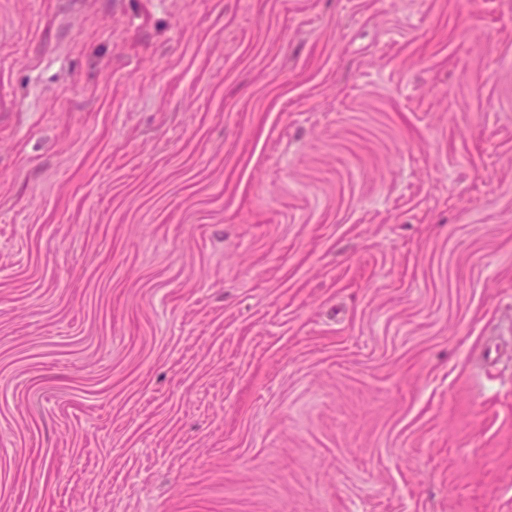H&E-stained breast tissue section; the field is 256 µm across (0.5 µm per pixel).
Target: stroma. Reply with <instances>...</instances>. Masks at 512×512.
<instances>
[{"label": "stroma", "instance_id": "35a3bbf8", "mask_svg": "<svg viewBox=\"0 0 512 512\" xmlns=\"http://www.w3.org/2000/svg\"><path fill=\"white\" fill-rule=\"evenodd\" d=\"M0 512H512V0H0Z\"/></svg>", "mask_w": 512, "mask_h": 512}]
</instances>
